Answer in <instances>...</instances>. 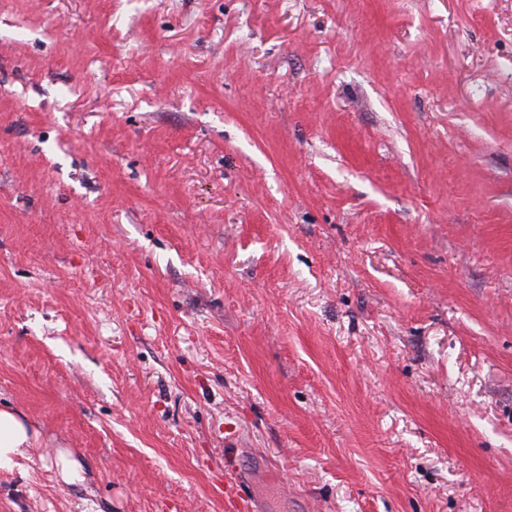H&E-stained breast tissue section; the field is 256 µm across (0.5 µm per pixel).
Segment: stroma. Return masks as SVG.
<instances>
[{
  "label": "stroma",
  "instance_id": "1",
  "mask_svg": "<svg viewBox=\"0 0 512 512\" xmlns=\"http://www.w3.org/2000/svg\"><path fill=\"white\" fill-rule=\"evenodd\" d=\"M0 407V512H512V0H0ZM39 437V430L17 411L0 408V468L19 466ZM55 464L62 482L70 484L83 480L81 464L73 457L70 451L59 449ZM237 451L238 448H227L229 477L224 481V486H216V491L220 496L224 495V508L227 512H255L251 482L237 463Z\"/></svg>",
  "mask_w": 512,
  "mask_h": 512
}]
</instances>
